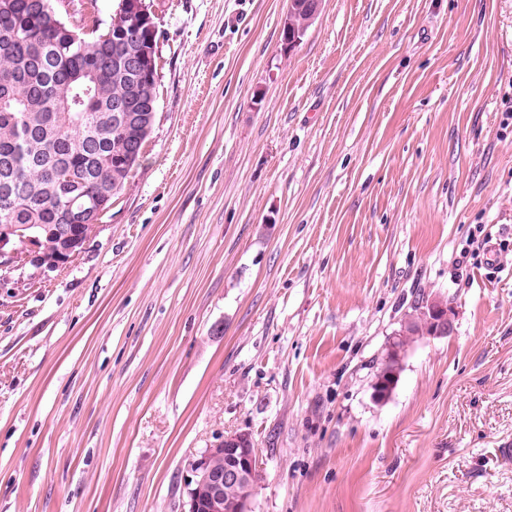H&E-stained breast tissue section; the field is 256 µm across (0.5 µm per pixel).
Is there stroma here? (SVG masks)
<instances>
[{
  "mask_svg": "<svg viewBox=\"0 0 512 512\" xmlns=\"http://www.w3.org/2000/svg\"><path fill=\"white\" fill-rule=\"evenodd\" d=\"M149 3L138 166L0 270V512H183L235 432L252 512H512V0H321L290 49L287 0ZM419 309V310H418ZM421 308L415 309L416 314L407 322V326L405 327L406 334L404 336L405 339L401 344V341L404 336V333L400 332L395 334L399 336L396 341L390 345V348L387 353V361L391 362H399L402 357V353L404 351V346H406L410 340L413 339V336H423L424 334H431L433 336H442L450 333L453 320L451 315V310L448 309L441 301H433L428 305V315L429 320L432 323L431 330L427 327V318L426 314ZM409 336V337H407Z\"/></svg>",
  "mask_w": 512,
  "mask_h": 512,
  "instance_id": "1",
  "label": "stroma"
}]
</instances>
